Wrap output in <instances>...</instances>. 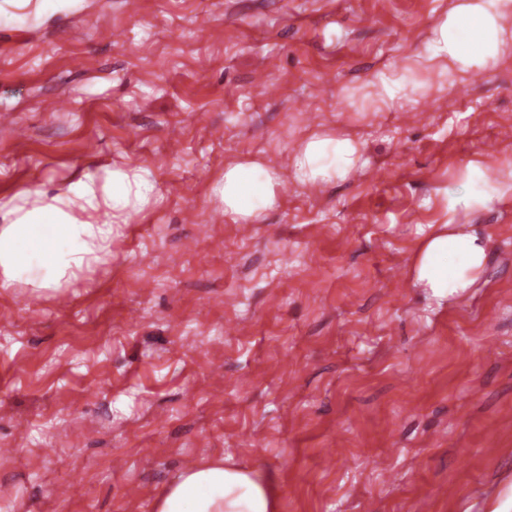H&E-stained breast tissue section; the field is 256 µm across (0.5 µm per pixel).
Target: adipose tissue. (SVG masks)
Returning a JSON list of instances; mask_svg holds the SVG:
<instances>
[{
    "label": "adipose tissue",
    "mask_w": 512,
    "mask_h": 512,
    "mask_svg": "<svg viewBox=\"0 0 512 512\" xmlns=\"http://www.w3.org/2000/svg\"><path fill=\"white\" fill-rule=\"evenodd\" d=\"M512 56V0H455L430 30L425 50L414 55L406 72H376L367 96L388 107L416 91L419 74L467 76L476 64ZM353 139L330 133L306 137L291 157L294 179L302 184L345 180L360 163ZM279 183L276 169L250 159L227 165L221 190L225 214L250 223L272 209ZM156 189L150 169L113 165L104 182L93 177L66 182L39 193L32 207L0 204V288L23 282L56 289L108 252L115 225L82 220L85 212L119 216L138 210ZM512 193V164L498 187H490L484 168L469 163L461 186L446 192L444 208L487 206ZM490 237L473 224L432 225L409 267L413 287L443 301L465 293L482 272ZM154 512H276L273 480L264 470L212 461L179 473L155 503Z\"/></svg>",
    "instance_id": "ef3b65f1"
}]
</instances>
